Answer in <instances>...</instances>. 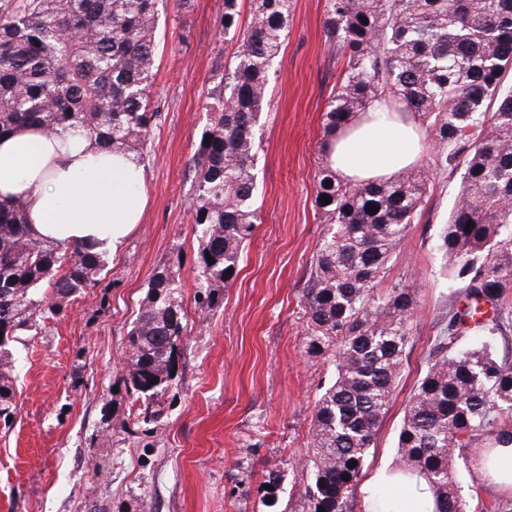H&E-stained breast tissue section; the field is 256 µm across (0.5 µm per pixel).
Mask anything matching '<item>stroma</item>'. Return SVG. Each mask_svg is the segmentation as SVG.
Returning <instances> with one entry per match:
<instances>
[{
    "label": "stroma",
    "instance_id": "1",
    "mask_svg": "<svg viewBox=\"0 0 512 512\" xmlns=\"http://www.w3.org/2000/svg\"><path fill=\"white\" fill-rule=\"evenodd\" d=\"M325 0H293L288 40L269 74L271 104L255 127L260 220L220 310L194 312L198 244L189 210L192 154L209 122L208 95L232 53L218 32L224 0H160L156 76L137 233L97 287L63 300L38 335L14 343L18 414L0 424V512H258L256 487L285 475L302 512L304 456L315 402L333 381V355L306 353L303 288L322 239L314 175L323 114L341 66L322 27ZM428 202L378 294L415 291L410 341L365 476L393 465L398 433L439 320L464 299L436 249L459 177L432 175ZM180 267L189 308L182 374L150 433L129 417L127 332L163 265Z\"/></svg>",
    "mask_w": 512,
    "mask_h": 512
}]
</instances>
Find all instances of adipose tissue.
I'll return each mask as SVG.
<instances>
[{
    "mask_svg": "<svg viewBox=\"0 0 512 512\" xmlns=\"http://www.w3.org/2000/svg\"><path fill=\"white\" fill-rule=\"evenodd\" d=\"M421 149L417 123L376 104L337 134L330 165L350 183L387 180L415 163ZM146 177L143 162L79 128L50 136L26 125L0 137V201L23 200L30 237L63 251L81 245L118 253L141 222ZM386 485L402 489L397 502L384 500L380 489ZM364 495L366 512L435 509L421 479L389 467L366 485Z\"/></svg>",
    "mask_w": 512,
    "mask_h": 512,
    "instance_id": "obj_1",
    "label": "adipose tissue"
}]
</instances>
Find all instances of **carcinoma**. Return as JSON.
Wrapping results in <instances>:
<instances>
[{"mask_svg": "<svg viewBox=\"0 0 512 512\" xmlns=\"http://www.w3.org/2000/svg\"><path fill=\"white\" fill-rule=\"evenodd\" d=\"M158 4L0 0V136L24 125L48 134L79 127L144 159ZM291 5L251 0L244 16L239 0H224L219 31L236 42L210 92V123L192 156L189 209L202 273L197 312L223 307L258 221L254 127L269 104L268 72L288 37ZM323 27L345 67L323 114L314 193L326 232L304 304L306 353L317 358L335 349L336 373L316 402L307 454L289 460L310 471L303 512H355L416 306L408 286L383 298L375 288L423 211L430 168L460 172L437 249L443 274L463 283L466 304L452 305L442 318L405 411L396 468L424 479L436 512H468L459 479L465 449H483L494 466L495 449L512 445V362L497 354L512 325V0H325ZM381 101L412 114L430 141L429 157L387 181L343 182L327 145ZM105 267L102 255L81 246L61 254L31 239L23 201L0 203V420L17 411L9 342L55 314L58 301L98 284ZM187 330L180 273L165 265L150 279L127 332L133 423L158 422L159 398L178 378ZM464 336L478 337L479 346L458 350ZM257 494L262 512H288L280 475H265Z\"/></svg>", "mask_w": 512, "mask_h": 512, "instance_id": "carcinoma-1", "label": "carcinoma"}]
</instances>
